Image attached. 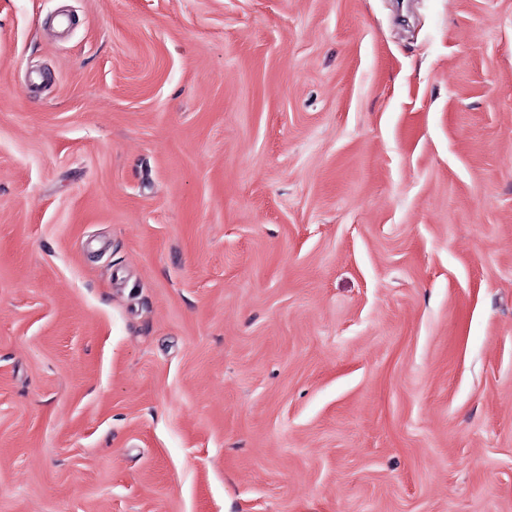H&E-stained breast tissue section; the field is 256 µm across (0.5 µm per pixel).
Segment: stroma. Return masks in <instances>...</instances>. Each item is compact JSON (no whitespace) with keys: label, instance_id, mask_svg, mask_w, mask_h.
Masks as SVG:
<instances>
[{"label":"stroma","instance_id":"35a3bbf8","mask_svg":"<svg viewBox=\"0 0 512 512\" xmlns=\"http://www.w3.org/2000/svg\"><path fill=\"white\" fill-rule=\"evenodd\" d=\"M0 512H512V0H0Z\"/></svg>","mask_w":512,"mask_h":512}]
</instances>
